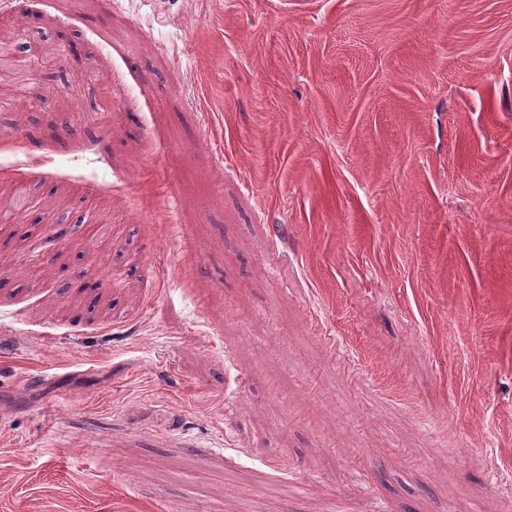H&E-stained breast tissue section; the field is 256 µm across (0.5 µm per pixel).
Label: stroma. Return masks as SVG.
<instances>
[{"label":"stroma","instance_id":"35a3bbf8","mask_svg":"<svg viewBox=\"0 0 512 512\" xmlns=\"http://www.w3.org/2000/svg\"><path fill=\"white\" fill-rule=\"evenodd\" d=\"M1 14L0 512H512V0Z\"/></svg>","mask_w":512,"mask_h":512}]
</instances>
